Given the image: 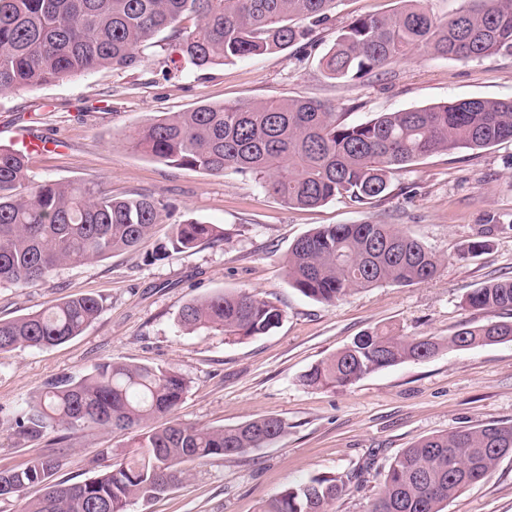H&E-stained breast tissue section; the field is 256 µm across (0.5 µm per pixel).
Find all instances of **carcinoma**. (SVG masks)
I'll return each mask as SVG.
<instances>
[{"instance_id": "obj_1", "label": "carcinoma", "mask_w": 512, "mask_h": 512, "mask_svg": "<svg viewBox=\"0 0 512 512\" xmlns=\"http://www.w3.org/2000/svg\"><path fill=\"white\" fill-rule=\"evenodd\" d=\"M339 0H0V94L15 93L103 67L133 68L139 50L168 31L182 57L199 69L310 41ZM393 14L357 18L338 30L320 58L327 77L363 78L410 53L472 61L512 53V0H462L438 17L427 0H401ZM191 16L194 25L182 26ZM152 158L222 175L250 174L287 207L338 199L368 203L386 196L393 175L437 153L512 142V98L470 99L386 112L350 125L330 105L307 99L248 105H201L171 112L131 135ZM163 205L149 195L114 196L99 183L33 182L26 153L0 148V284L34 285L66 264L97 261L138 247L161 222ZM224 229L186 221L172 227L155 256L220 246ZM442 260L413 235L390 224L322 225L297 239L285 262L288 283L328 306L383 283L413 285L437 274ZM467 307L512 312V279L484 284ZM90 296L0 321V353L42 349L78 335L101 313ZM275 303L246 291L195 298L179 311L183 331L218 332L230 342L269 333L283 321ZM512 337V321L462 325L453 335L403 336L376 328L354 338L300 377L310 388L347 387L364 376L442 349L465 350ZM188 382L169 367L107 361L63 376L15 411L11 428L62 444L76 429L130 435L89 479L57 480L52 456L0 472V498L30 493L24 512H127L183 484V464L245 454L279 441L288 423L260 417L231 428L201 427L178 416ZM164 420L160 427L148 423ZM512 453V426L488 424L422 438L402 450L378 481L368 512H442L443 504L485 479ZM361 475L314 476L264 501L261 512H330Z\"/></svg>"}]
</instances>
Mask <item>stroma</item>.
<instances>
[{
	"label": "stroma",
	"mask_w": 512,
	"mask_h": 512,
	"mask_svg": "<svg viewBox=\"0 0 512 512\" xmlns=\"http://www.w3.org/2000/svg\"><path fill=\"white\" fill-rule=\"evenodd\" d=\"M401 0H339L332 20L307 48L250 56L203 71L160 33L138 66L100 68L0 96V145L30 133L53 142L30 154L31 180L106 182L113 195L146 194L165 206L153 235L133 251L57 268L27 288L0 285V320H11L78 294L103 301L85 331L60 345L0 353V471L42 455L60 458L59 479L95 476L103 450L122 452L126 437L97 428L71 433L65 446L19 439L11 413L51 379L79 375L106 361L172 367L189 381L181 420L233 427L273 416L286 421L278 442L238 456L189 463L191 477L128 512H260L263 501L314 476L375 471L418 440L491 422L512 423V341L445 350L407 361L336 389H308L300 376L361 333L392 325L406 336H451L461 323L491 313L465 297L512 278V142L439 153L395 175L385 197L339 199L315 208L282 205L250 175L216 176L177 168L134 147L130 135L170 112L200 105L305 98L332 105L346 123L458 100L512 97V55L461 63L414 53L362 79L328 78L319 59L352 20L389 14ZM193 219L224 229V243L156 259L172 225ZM392 225L442 259L436 276L413 285L385 283L327 306L288 283L292 244L324 224ZM489 232L488 253L461 258L466 243ZM246 290L284 311L278 328L231 343L177 325L190 299ZM443 512H512V455Z\"/></svg>",
	"instance_id": "obj_1"
}]
</instances>
